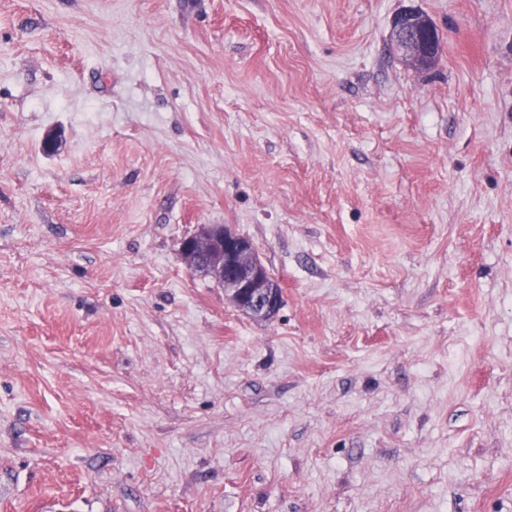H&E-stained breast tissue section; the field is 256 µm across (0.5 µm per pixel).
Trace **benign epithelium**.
Wrapping results in <instances>:
<instances>
[{
  "instance_id": "obj_1",
  "label": "benign epithelium",
  "mask_w": 512,
  "mask_h": 512,
  "mask_svg": "<svg viewBox=\"0 0 512 512\" xmlns=\"http://www.w3.org/2000/svg\"><path fill=\"white\" fill-rule=\"evenodd\" d=\"M389 39L392 50L406 64L421 71L437 61L442 49L439 29L414 9L394 16ZM179 257L192 272L220 281L229 301L241 312L267 320L279 311L281 287L249 238L222 224H201L195 234L181 241Z\"/></svg>"
}]
</instances>
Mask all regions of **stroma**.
<instances>
[{
    "label": "stroma",
    "instance_id": "obj_1",
    "mask_svg": "<svg viewBox=\"0 0 512 512\" xmlns=\"http://www.w3.org/2000/svg\"><path fill=\"white\" fill-rule=\"evenodd\" d=\"M0 512H512V0H0ZM425 34L430 36L425 42ZM390 45L400 58L414 69L425 71L439 58L442 35L434 22L414 9L396 14L390 27ZM179 257L192 272L220 281L229 301L241 312L267 320L279 311L281 287L249 238L223 224H202L181 241Z\"/></svg>",
    "mask_w": 512,
    "mask_h": 512
}]
</instances>
